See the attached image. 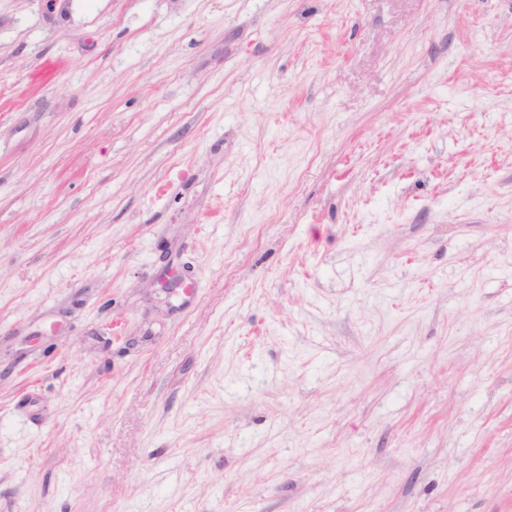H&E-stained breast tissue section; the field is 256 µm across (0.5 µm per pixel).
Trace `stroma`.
Listing matches in <instances>:
<instances>
[{
  "label": "stroma",
  "instance_id": "obj_1",
  "mask_svg": "<svg viewBox=\"0 0 512 512\" xmlns=\"http://www.w3.org/2000/svg\"><path fill=\"white\" fill-rule=\"evenodd\" d=\"M0 512H512V0H0Z\"/></svg>",
  "mask_w": 512,
  "mask_h": 512
}]
</instances>
